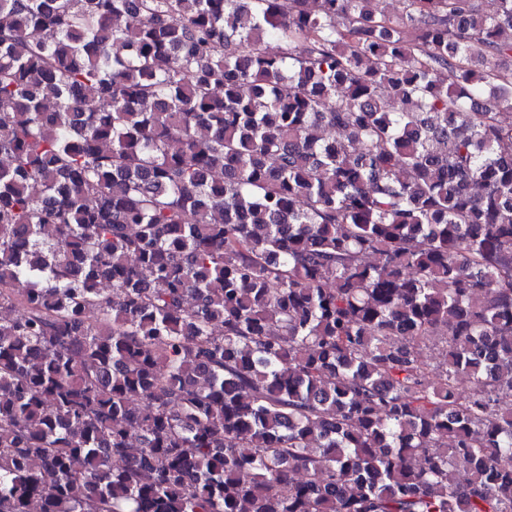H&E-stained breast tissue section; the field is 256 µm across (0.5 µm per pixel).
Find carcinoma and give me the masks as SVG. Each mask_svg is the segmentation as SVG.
Masks as SVG:
<instances>
[{"label":"carcinoma","mask_w":512,"mask_h":512,"mask_svg":"<svg viewBox=\"0 0 512 512\" xmlns=\"http://www.w3.org/2000/svg\"><path fill=\"white\" fill-rule=\"evenodd\" d=\"M404 2L0 0V512H512V0Z\"/></svg>","instance_id":"obj_1"}]
</instances>
